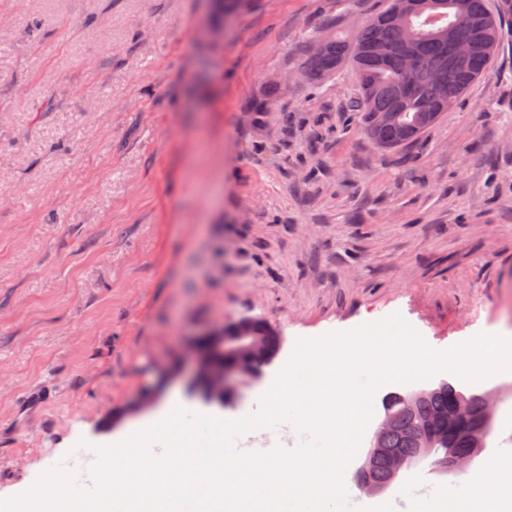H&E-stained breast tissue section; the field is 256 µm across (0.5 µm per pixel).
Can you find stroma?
Segmentation results:
<instances>
[{"label": "stroma", "instance_id": "35a3bbf8", "mask_svg": "<svg viewBox=\"0 0 512 512\" xmlns=\"http://www.w3.org/2000/svg\"><path fill=\"white\" fill-rule=\"evenodd\" d=\"M386 0H0V499L166 417L238 419L318 338L400 313L433 350L512 334V35L412 146L363 131L345 72L294 78ZM280 336L226 407L185 395L202 332ZM170 369L150 414L106 423ZM479 457L512 453V374ZM250 321L249 332L251 336L259 337L263 348V353L257 356L255 360L260 363L261 360L273 358L279 349V336L266 323L255 319Z\"/></svg>", "mask_w": 512, "mask_h": 512}]
</instances>
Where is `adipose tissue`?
<instances>
[{
  "instance_id": "obj_1",
  "label": "adipose tissue",
  "mask_w": 512,
  "mask_h": 512,
  "mask_svg": "<svg viewBox=\"0 0 512 512\" xmlns=\"http://www.w3.org/2000/svg\"><path fill=\"white\" fill-rule=\"evenodd\" d=\"M489 478L470 495L422 497V512H512V459L491 461Z\"/></svg>"
}]
</instances>
